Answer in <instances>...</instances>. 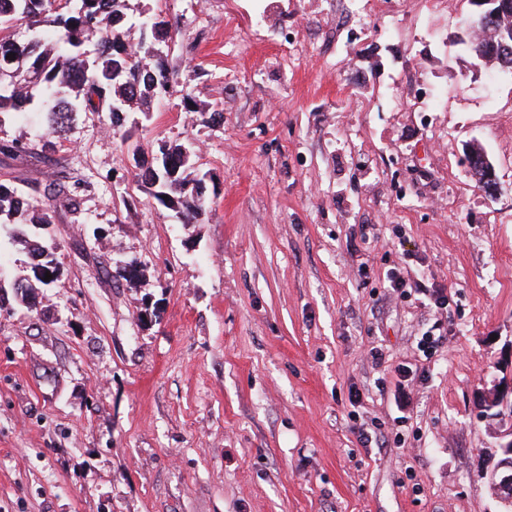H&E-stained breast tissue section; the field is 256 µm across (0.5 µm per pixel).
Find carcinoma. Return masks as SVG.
Here are the masks:
<instances>
[{"label":"carcinoma","instance_id":"1","mask_svg":"<svg viewBox=\"0 0 512 512\" xmlns=\"http://www.w3.org/2000/svg\"><path fill=\"white\" fill-rule=\"evenodd\" d=\"M23 22L29 36L15 38L13 24ZM480 32L472 44L476 59L499 66L512 78V38L494 46L498 33L512 32V9L496 20L481 22L475 10L467 32ZM172 24L151 15L146 0H0V125L55 101L45 113L48 135L63 142L78 112H108L112 120L127 112H146L152 100L172 92L173 73L154 45L174 42ZM13 53L15 58L7 55ZM160 159L135 173L159 203L183 224L198 222L205 211L202 179L192 175L191 152L182 144L159 146ZM10 224L48 225V209L14 187L0 183V217ZM30 274L11 283L24 294L20 301L59 275L57 244L36 241L30 248ZM51 274L45 280V274Z\"/></svg>","mask_w":512,"mask_h":512}]
</instances>
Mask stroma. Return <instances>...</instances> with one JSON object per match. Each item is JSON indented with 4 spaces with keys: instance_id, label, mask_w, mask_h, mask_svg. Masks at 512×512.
<instances>
[{
    "instance_id": "1",
    "label": "stroma",
    "mask_w": 512,
    "mask_h": 512,
    "mask_svg": "<svg viewBox=\"0 0 512 512\" xmlns=\"http://www.w3.org/2000/svg\"><path fill=\"white\" fill-rule=\"evenodd\" d=\"M151 6L180 91L0 154L60 266L0 309V512H499L482 403L512 379V79L463 43L468 0ZM164 141L194 151L198 223L135 178Z\"/></svg>"
}]
</instances>
